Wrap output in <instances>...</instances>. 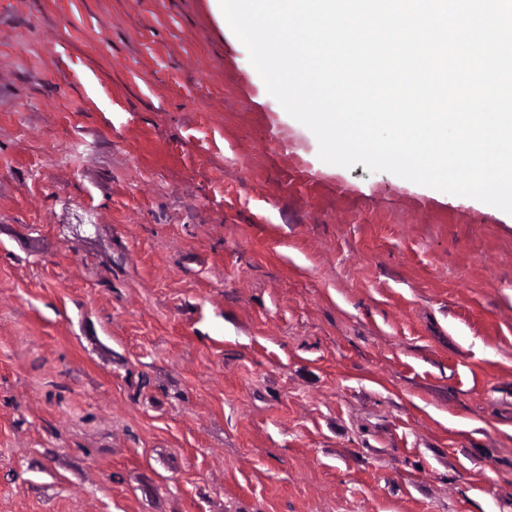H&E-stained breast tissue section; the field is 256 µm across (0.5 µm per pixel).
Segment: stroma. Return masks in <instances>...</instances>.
<instances>
[{
	"mask_svg": "<svg viewBox=\"0 0 512 512\" xmlns=\"http://www.w3.org/2000/svg\"><path fill=\"white\" fill-rule=\"evenodd\" d=\"M0 512H512V214L321 161L218 0H0Z\"/></svg>",
	"mask_w": 512,
	"mask_h": 512,
	"instance_id": "obj_1",
	"label": "stroma"
}]
</instances>
